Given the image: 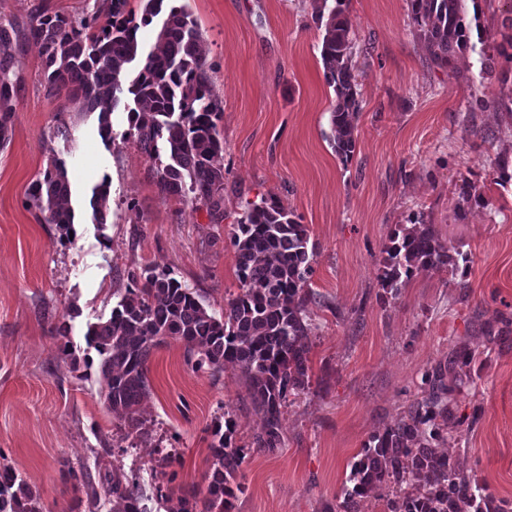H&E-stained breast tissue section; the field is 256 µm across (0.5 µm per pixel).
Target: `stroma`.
<instances>
[{
  "instance_id": "obj_1",
  "label": "stroma",
  "mask_w": 512,
  "mask_h": 512,
  "mask_svg": "<svg viewBox=\"0 0 512 512\" xmlns=\"http://www.w3.org/2000/svg\"><path fill=\"white\" fill-rule=\"evenodd\" d=\"M181 2L203 34L222 112L228 217L217 223L161 193L159 163L127 137L124 107L111 115L116 140L103 141L97 113L47 95L39 45L23 39L10 48L17 91L12 133L0 147V466L19 471L44 512H70L82 487L63 476L64 466L100 483L98 455L108 439L114 459L125 460L98 370L73 365L94 353L89 325L110 317L128 270L146 266L170 268L221 311L238 290L230 216L239 195L262 193L301 216L315 246L319 330L309 384L284 409L285 444L251 448L261 419L242 401L238 371L194 369L183 343L171 339L147 364L141 409L150 438L127 472L135 490L154 512H167L164 492L204 486L211 428L229 411L245 449L244 491L232 512H335L364 444L427 394V373L466 350L474 356L470 376L449 403L461 422L436 450L512 503V185L492 176L497 154H512V113L489 105L512 95V83L479 77L481 53L501 42L512 0H466L480 27L476 49L449 69L431 63L406 0H346L362 92L356 151L346 164L329 142L336 99L323 76L317 0ZM110 7V0H0V17L26 29L45 9L78 21ZM53 161L71 181L74 233L42 222L29 205L31 182ZM104 181L107 221L99 224L90 199ZM466 182L483 205L460 209ZM421 211L469 255L471 268L421 272L394 298L380 283L383 249ZM65 339L68 356L59 350ZM169 452L181 458L170 483L159 466Z\"/></svg>"
}]
</instances>
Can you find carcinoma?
I'll return each mask as SVG.
<instances>
[{"label": "carcinoma", "instance_id": "cac0c4a2", "mask_svg": "<svg viewBox=\"0 0 512 512\" xmlns=\"http://www.w3.org/2000/svg\"><path fill=\"white\" fill-rule=\"evenodd\" d=\"M318 20L325 21L320 56L324 78L333 88L330 142L342 163L354 156V122L360 109V91L351 63L352 25L345 0H335ZM415 34L423 40L432 63L451 66L456 57L473 49L471 24L464 0H406ZM128 0H111L105 19L94 16L76 23L58 12L41 11L27 37L40 44L48 94L69 90L87 112L99 113V135L115 140L109 117L125 91L129 131L139 149L152 159L165 154L158 169L163 193L175 196L196 211L205 208L214 222L224 218V168L216 158L224 151L218 129L220 110L214 98L197 21L176 0H145L141 17L126 10ZM159 19L157 49L143 55L138 38L142 26ZM21 31L10 19L0 21V144L9 140L8 122L15 86L9 79V47ZM512 62V35L486 55L479 76L495 71V56ZM141 58L137 78L123 86L126 67ZM493 182H512V161L497 156ZM31 205L48 224L63 228L74 223L69 208L70 181L66 169L54 162L29 188ZM411 227L394 231L384 248L381 285L391 297L400 294L422 271L450 264L469 269L468 255L448 246L423 213L410 219ZM236 252L239 292L224 299L217 316L205 297L182 284L173 271L147 266L129 274L125 294L110 317L90 325L86 337L99 359L102 390L109 409L120 415L123 438L144 441L149 436L139 406L148 390L147 362L153 350L171 338L185 346L195 368L219 373L237 369L246 384L245 400L261 414L263 427L251 447L272 451L283 443L282 415L288 396L305 386L311 335L317 329L308 306L313 294V249L310 232L300 217L271 198L245 200L231 237ZM431 391L410 406L383 432L374 435L354 463L352 488L344 490L341 512H356L358 499L376 489L390 492L391 512H508L494 504L485 486L461 470L449 456L435 452L432 443L448 433L451 414L448 395L453 389L440 368L427 374ZM232 417L211 430L210 472L206 486L192 488L177 498L171 512H231V499L243 491L237 481L244 462L235 444ZM97 491L83 480L86 500L97 510L101 499L112 501V512H145L119 466H112ZM0 512H44L40 494L17 470L0 468Z\"/></svg>", "mask_w": 512, "mask_h": 512}]
</instances>
